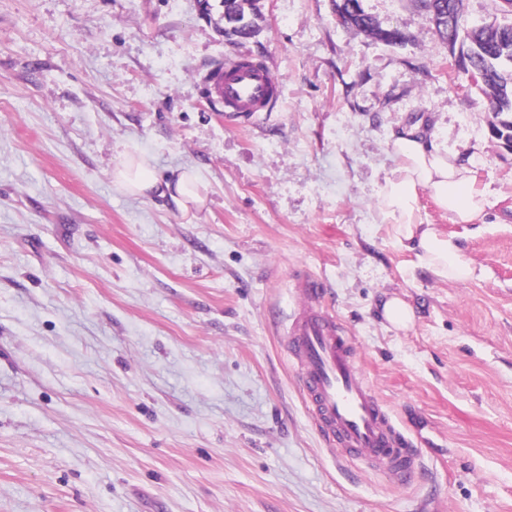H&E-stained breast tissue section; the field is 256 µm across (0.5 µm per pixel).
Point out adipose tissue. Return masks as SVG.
<instances>
[{"instance_id":"ef3b65f1","label":"adipose tissue","mask_w":512,"mask_h":512,"mask_svg":"<svg viewBox=\"0 0 512 512\" xmlns=\"http://www.w3.org/2000/svg\"><path fill=\"white\" fill-rule=\"evenodd\" d=\"M389 147L395 165L380 186L378 199L397 239L418 251L421 265L433 275L458 282L470 280L473 269L455 237L427 223L418 204V193L425 190L453 223L470 224L480 219L484 196L474 188L468 169L441 150L420 121L392 131ZM112 183L127 195L156 194L183 209L200 201L192 171H178L171 180L163 181L149 159L128 151L113 167Z\"/></svg>"}]
</instances>
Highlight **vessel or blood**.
Returning <instances> with one entry per match:
<instances>
[{"label":"vessel or blood","instance_id":"1","mask_svg":"<svg viewBox=\"0 0 512 512\" xmlns=\"http://www.w3.org/2000/svg\"><path fill=\"white\" fill-rule=\"evenodd\" d=\"M207 92L230 119L269 111L281 87L265 64L242 56L215 66ZM303 302L288 329V347L300 368V383L314 404L316 426L343 453L406 478L418 468L419 452L394 425L366 383L350 336L324 313L316 282L301 281Z\"/></svg>","mask_w":512,"mask_h":512}]
</instances>
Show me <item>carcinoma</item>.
Returning <instances> with one entry per match:
<instances>
[{"label":"carcinoma","mask_w":512,"mask_h":512,"mask_svg":"<svg viewBox=\"0 0 512 512\" xmlns=\"http://www.w3.org/2000/svg\"><path fill=\"white\" fill-rule=\"evenodd\" d=\"M445 17L442 37L467 46L469 68L483 73V81L475 84L487 100L495 116L491 123L493 136L503 142L512 140V24L477 31L462 11L454 8L457 0H428ZM336 17L343 26L357 29L378 41L387 29L367 13L362 0H343L336 7Z\"/></svg>","instance_id":"1"}]
</instances>
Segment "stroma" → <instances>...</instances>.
<instances>
[{"label": "stroma", "mask_w": 512, "mask_h": 512, "mask_svg": "<svg viewBox=\"0 0 512 512\" xmlns=\"http://www.w3.org/2000/svg\"><path fill=\"white\" fill-rule=\"evenodd\" d=\"M0 0V512H512V150L414 0ZM281 83L228 120L224 59ZM424 121L487 204L453 223L474 275L418 267L379 209L389 135ZM196 170L180 210L112 184L124 151ZM352 336L420 454L413 481L340 459L284 343L298 281ZM414 310L406 329L379 307ZM337 1H343L342 7ZM336 17L343 26L357 29L368 36L383 42L382 35L388 28H382L376 19L367 13L362 6V0H336Z\"/></svg>", "instance_id": "35a3bbf8"}]
</instances>
